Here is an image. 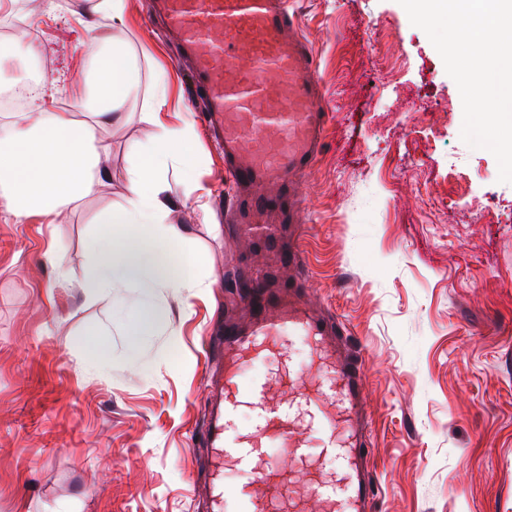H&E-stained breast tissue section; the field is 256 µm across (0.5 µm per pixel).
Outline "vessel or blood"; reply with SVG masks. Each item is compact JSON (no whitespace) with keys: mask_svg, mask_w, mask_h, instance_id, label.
Returning <instances> with one entry per match:
<instances>
[{"mask_svg":"<svg viewBox=\"0 0 512 512\" xmlns=\"http://www.w3.org/2000/svg\"><path fill=\"white\" fill-rule=\"evenodd\" d=\"M156 11L190 59L200 110L224 143L225 174L236 188L230 207L237 236L277 246L279 225L255 220L273 205L292 221L293 235H301L298 184L318 158L329 114L289 0H156ZM247 303L249 324L225 323L214 338L221 377L203 432L206 512H276L284 499L291 512H375L362 447V374L338 327L303 295L282 298L260 280ZM292 336L309 347L317 376L299 371V392L284 403L271 400L270 382L261 374L239 390L241 372L276 357L277 342ZM244 404L256 412L255 427L229 431ZM308 427L320 428L326 439L316 457L304 445ZM270 440L305 473L302 483L279 481L280 465L266 454ZM230 467L251 472V482L228 491Z\"/></svg>","mask_w":512,"mask_h":512,"instance_id":"obj_1","label":"vessel or blood"}]
</instances>
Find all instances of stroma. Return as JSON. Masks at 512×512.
Segmentation results:
<instances>
[{
    "instance_id": "stroma-1",
    "label": "stroma",
    "mask_w": 512,
    "mask_h": 512,
    "mask_svg": "<svg viewBox=\"0 0 512 512\" xmlns=\"http://www.w3.org/2000/svg\"><path fill=\"white\" fill-rule=\"evenodd\" d=\"M26 9L40 53L0 61V84L55 82L59 109L85 94L79 23L92 0ZM128 0L129 43L149 88L193 125L191 170L168 172L202 288H162V322L134 336V288L89 296L95 215L125 201L133 145L154 129L143 97L110 145V177L65 223H15L0 206V512H202L197 446L208 414L213 328L246 324L239 299L260 268L343 324L362 356L375 512H512V184L460 137L454 80L398 0H293L330 124L299 188L308 278L236 238L224 157L199 113L188 65Z\"/></svg>"
}]
</instances>
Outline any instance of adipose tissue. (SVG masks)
Returning a JSON list of instances; mask_svg holds the SVG:
<instances>
[{
  "mask_svg": "<svg viewBox=\"0 0 512 512\" xmlns=\"http://www.w3.org/2000/svg\"><path fill=\"white\" fill-rule=\"evenodd\" d=\"M94 13L110 16L115 32L98 34L93 21H85L91 48L86 58L90 96L80 105L90 111L93 124L79 123L60 110L53 87L43 86L38 118L34 123L10 121L0 132V199L16 222L40 218L61 223L71 204L81 200L105 180L103 161L108 144L97 138L96 127H109L121 118L127 101L140 89V66L129 50L122 24L127 0H95ZM151 102L143 119L154 127L151 139L137 144L140 158L127 172L123 205L101 213L102 229L94 240L98 252L84 283L89 295L113 288L139 289L143 298L140 325L159 324L162 310L154 302L159 288L196 287L194 271L200 256L171 249L179 238L171 215L164 173L192 161L193 130L175 122L168 110L169 84L164 69H156Z\"/></svg>",
  "mask_w": 512,
  "mask_h": 512,
  "instance_id": "adipose-tissue-1",
  "label": "adipose tissue"
}]
</instances>
